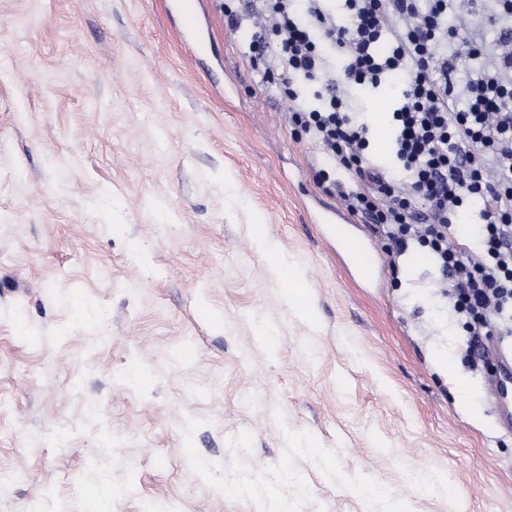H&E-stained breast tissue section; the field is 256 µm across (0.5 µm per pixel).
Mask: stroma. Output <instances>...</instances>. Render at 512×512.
Segmentation results:
<instances>
[{"label": "stroma", "instance_id": "35a3bbf8", "mask_svg": "<svg viewBox=\"0 0 512 512\" xmlns=\"http://www.w3.org/2000/svg\"><path fill=\"white\" fill-rule=\"evenodd\" d=\"M247 8L200 0L192 51L166 0H0V512H512L442 273L316 185ZM396 91L363 95L387 166Z\"/></svg>", "mask_w": 512, "mask_h": 512}]
</instances>
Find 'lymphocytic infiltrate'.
Wrapping results in <instances>:
<instances>
[{
    "mask_svg": "<svg viewBox=\"0 0 512 512\" xmlns=\"http://www.w3.org/2000/svg\"><path fill=\"white\" fill-rule=\"evenodd\" d=\"M345 0L348 24L328 0H258L256 18L273 41L254 42L252 67L263 81L288 82V124L331 160L317 185L333 186L350 214L380 226L398 251L427 248L448 281L453 310L482 363V337L512 323V0ZM464 19L448 30V15ZM496 27L487 44L466 21ZM478 68L459 81L446 54L449 38ZM345 78L336 81L333 71ZM402 82L392 113L394 167L368 158V127L355 90L393 77ZM318 83V107L304 105L293 78ZM478 208L481 248L452 247L453 218Z\"/></svg>",
    "mask_w": 512,
    "mask_h": 512,
    "instance_id": "f902f5d3",
    "label": "lymphocytic infiltrate"
}]
</instances>
